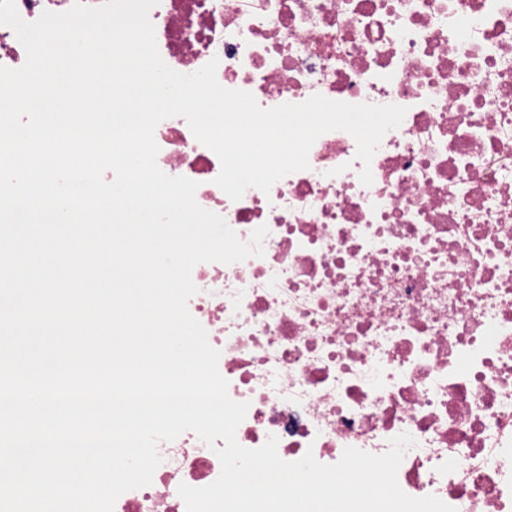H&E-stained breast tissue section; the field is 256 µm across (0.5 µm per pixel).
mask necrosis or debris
<instances>
[{"label": "necrosis or debris", "instance_id": "1", "mask_svg": "<svg viewBox=\"0 0 512 512\" xmlns=\"http://www.w3.org/2000/svg\"><path fill=\"white\" fill-rule=\"evenodd\" d=\"M164 62L264 108L312 95L396 104L362 185L357 143L322 134L309 169L231 200L186 120L154 133L158 167L264 254L201 263L188 303L249 409L238 443L281 459L415 441L397 479L456 512H512V0H160ZM149 486L114 512H186L180 484L219 476L191 431L158 447Z\"/></svg>", "mask_w": 512, "mask_h": 512}]
</instances>
